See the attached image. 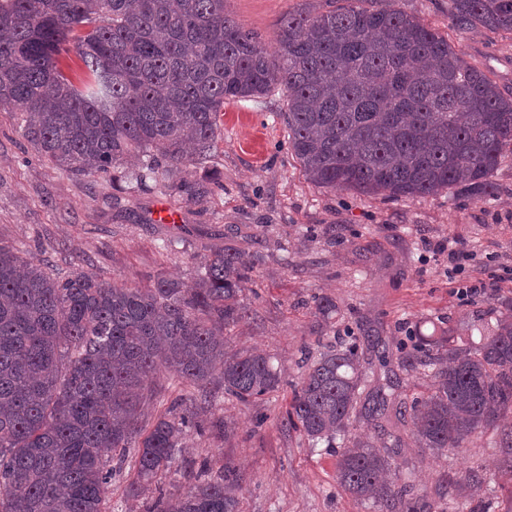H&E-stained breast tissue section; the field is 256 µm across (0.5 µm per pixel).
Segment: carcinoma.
Wrapping results in <instances>:
<instances>
[{"mask_svg": "<svg viewBox=\"0 0 512 512\" xmlns=\"http://www.w3.org/2000/svg\"><path fill=\"white\" fill-rule=\"evenodd\" d=\"M314 5L286 15L269 49L224 0H0V105L17 111L36 155L76 178L113 176L143 158L139 185L206 169L224 138V102L286 100L288 147L306 178L332 190L390 198L492 190L512 145V98L413 15ZM460 29L512 32V0H451ZM75 53L80 83L62 70ZM224 189L206 175L173 190L201 202ZM254 260L205 256L191 283L160 277L129 288L76 270L65 277L0 244V512H105L128 459L130 498L167 470L201 417L219 373L224 394L254 403L281 384L271 357L227 349L224 328L249 314L241 298ZM480 340L448 345L414 336L400 347L435 379L410 406L367 388L356 338L320 354L294 387L288 422L315 446L341 440L336 481L373 512H419L403 501L391 457L351 434L361 415L410 427L423 448L463 447L512 410V307L491 314ZM195 387L155 424L137 417L139 391L161 372ZM243 478L231 470L149 512H238Z\"/></svg>", "mask_w": 512, "mask_h": 512, "instance_id": "cac0c4a2", "label": "carcinoma"}]
</instances>
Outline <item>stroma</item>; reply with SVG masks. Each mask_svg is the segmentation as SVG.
Here are the masks:
<instances>
[{
  "instance_id": "1",
  "label": "stroma",
  "mask_w": 512,
  "mask_h": 512,
  "mask_svg": "<svg viewBox=\"0 0 512 512\" xmlns=\"http://www.w3.org/2000/svg\"><path fill=\"white\" fill-rule=\"evenodd\" d=\"M305 0H226L245 28L274 45L281 18ZM416 16L448 37L467 62L512 98V33L452 27L448 0H377ZM280 90L228 102L209 171L222 192L193 203L138 187L129 161L125 178L77 179L41 160L22 138L16 112L0 107V244L53 264L60 274L80 268L144 287L159 276L191 280L202 257L234 248L256 260L242 293L250 317L228 326L237 351L267 353L281 371L276 392L252 404L214 391L206 418L218 426L190 432L159 482L185 490L209 462V477L223 468L246 485L239 512H369L336 481L339 451L310 445L286 424L295 384L306 365L302 351L319 356L337 337H359L362 366L374 384H391L401 400L427 393L431 377L401 358L412 336L467 337L473 322L512 305V146L492 174L494 190L481 197L458 188L434 197L390 199L311 184L288 148ZM168 209L173 221L158 217ZM455 241L473 254L464 271L436 264L430 247ZM487 291L465 296L466 285ZM325 295L334 312L318 314ZM192 387L163 375L145 390L142 424ZM512 429V412L475 433L464 447L440 452L419 447L402 432L393 457L402 482L426 500H448V480L475 471L483 483L463 497L464 512H512V447L499 445Z\"/></svg>"
}]
</instances>
